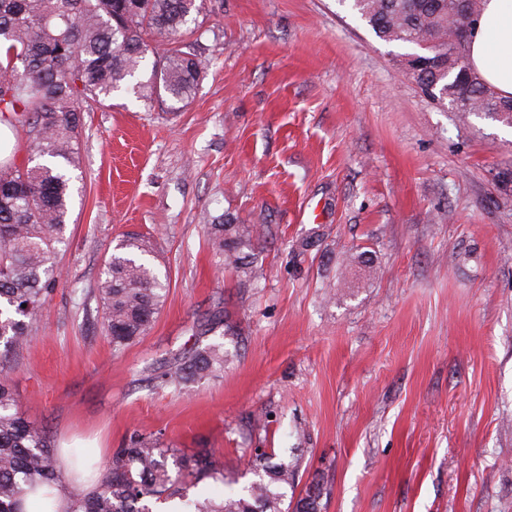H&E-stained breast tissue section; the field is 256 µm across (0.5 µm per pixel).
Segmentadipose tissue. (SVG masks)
<instances>
[{
	"label": "adipose tissue",
	"mask_w": 512,
	"mask_h": 512,
	"mask_svg": "<svg viewBox=\"0 0 512 512\" xmlns=\"http://www.w3.org/2000/svg\"><path fill=\"white\" fill-rule=\"evenodd\" d=\"M469 62L501 96H512V0H484Z\"/></svg>",
	"instance_id": "adipose-tissue-1"
}]
</instances>
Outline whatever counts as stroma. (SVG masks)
<instances>
[{
	"instance_id": "obj_1",
	"label": "stroma",
	"mask_w": 512,
	"mask_h": 512,
	"mask_svg": "<svg viewBox=\"0 0 512 512\" xmlns=\"http://www.w3.org/2000/svg\"><path fill=\"white\" fill-rule=\"evenodd\" d=\"M187 105L119 94L83 115L61 279L12 373L56 445L108 459L131 434L224 460L300 458L321 512H512V127L423 95L349 0H207ZM267 225L260 287L218 268L205 224ZM149 238L170 281L150 333L113 354L94 291ZM369 253L373 272L354 258ZM232 359L195 392L148 366L215 303Z\"/></svg>"
}]
</instances>
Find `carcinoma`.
Here are the masks:
<instances>
[{"label": "carcinoma", "mask_w": 512, "mask_h": 512, "mask_svg": "<svg viewBox=\"0 0 512 512\" xmlns=\"http://www.w3.org/2000/svg\"><path fill=\"white\" fill-rule=\"evenodd\" d=\"M483 0H352V9L388 44L410 48L413 80L440 106L454 104L512 127V97H502L470 67V39ZM204 0H0V122L25 128L33 156L0 169V512H22V500L42 486L65 489L71 512H153L150 500H179V512H321L323 484L286 503L299 461L257 451L256 479L220 502L198 490L224 479L212 452L185 455L134 433L104 465L99 486L84 492L58 468L56 445L34 428L11 380L31 340L32 324L58 283L69 218L72 171L80 166L83 113L126 91L149 104L193 98L205 65L186 41L189 19ZM430 47L424 49L421 43ZM267 226L239 224L229 213L207 225L218 262L243 283L263 273L253 240ZM151 248L129 236L105 261L96 297L102 328L120 352L151 330L167 280L147 259ZM224 343H195L152 373L160 389L190 391L224 372Z\"/></svg>", "instance_id": "cac0c4a2"}]
</instances>
